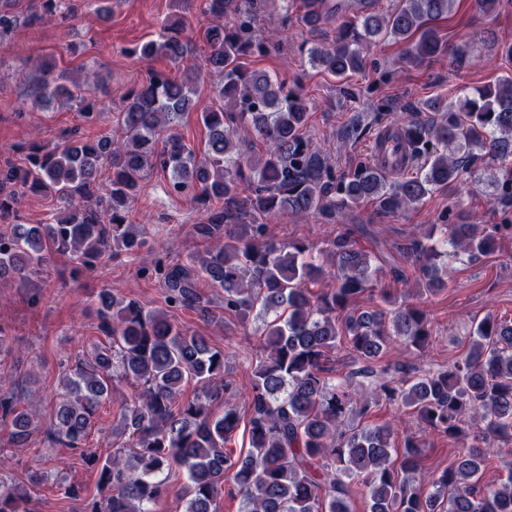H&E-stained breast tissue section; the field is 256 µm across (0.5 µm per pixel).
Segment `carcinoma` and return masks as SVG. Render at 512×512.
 <instances>
[{
  "mask_svg": "<svg viewBox=\"0 0 512 512\" xmlns=\"http://www.w3.org/2000/svg\"><path fill=\"white\" fill-rule=\"evenodd\" d=\"M456 0H398L385 12L367 9L343 17L325 0H303L299 22L322 39L308 50L309 61L344 81L364 66V53L377 40L406 46L420 64L447 52L436 22ZM268 0H201L213 24L202 34L204 66L218 76L215 90L224 106L205 107L208 130L203 150L185 146L176 132L181 116L194 108L191 95L199 67L190 63L193 40L185 24L166 25L154 40L134 49L140 57H163L180 76L154 73L131 91L119 112L118 137L88 139L63 135L51 150L32 143L25 165L0 170V280L24 281L40 273L56 255H68L90 268L106 255L144 245L139 226L127 212L142 181L156 166L169 172L171 189L197 204L217 201L206 222L194 225L205 252L184 263L158 261L151 275L166 290L170 308L200 311L222 327L228 315L246 323L261 321L265 354L251 371L247 415L240 413L225 378L224 350L175 324L163 311H147L119 289H105L96 303L99 330L109 347L93 345L69 368L55 421L47 430L51 445L79 448L94 415L111 399L112 381L135 389L122 415L135 446L132 459L117 450L101 461L84 462L98 471L99 497L87 512H152L165 492L164 472L183 469L181 512H216L224 492L241 500L240 512H351V488L361 481L369 512H512V471L493 484L482 481L488 458L512 443V321L489 313L473 327L468 351L448 367L380 385L390 403L412 410L422 428L461 444L464 451L426 485L407 473L419 467L424 443L407 434L396 447L390 423L357 429L347 416L370 413L373 398L352 375L335 382L336 351L345 348L366 367L378 364L399 340L423 350L432 341L424 308L397 302L381 291L385 306L359 310L357 298L374 288L378 268L350 229L320 243L279 241L266 235V221L289 214L316 215L329 224L363 202L390 217L446 192L475 173L477 162L491 170L492 201L512 212V76L464 96L457 110L439 98L423 103L431 114L383 130L384 139L405 141L404 160L420 161L412 176H392L360 162L340 174L333 148L305 136L308 104L304 95L268 73L250 67V58L275 48L256 37L255 16ZM16 0H0V46L9 45L19 15ZM69 0H38L26 16L30 25L74 16ZM237 15L224 25V15ZM95 82L70 89L55 79H33V104L64 99L93 120L100 104ZM262 152L247 154L245 140ZM59 200L53 222L20 224L16 206L24 193ZM426 228L407 247L422 290L446 286L448 261H471L499 251L512 237V224H450L441 252ZM222 294L215 310L201 283ZM199 386L196 399L180 402L182 387ZM223 407L220 414L211 407ZM0 426L8 440L27 442L32 415L10 393L0 392ZM249 448L235 456L226 443L239 429ZM27 493L0 477V512H29Z\"/></svg>",
  "mask_w": 512,
  "mask_h": 512,
  "instance_id": "carcinoma-1",
  "label": "carcinoma"
}]
</instances>
